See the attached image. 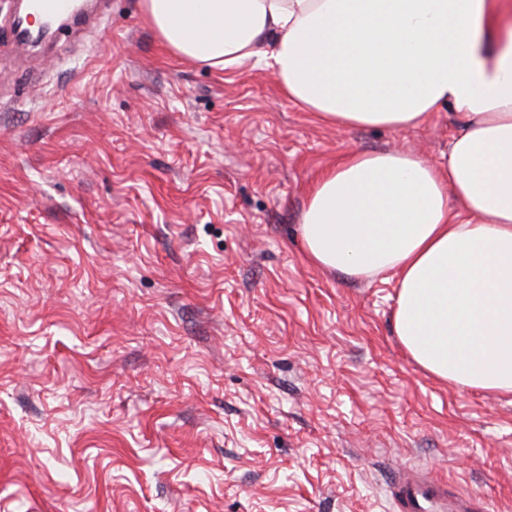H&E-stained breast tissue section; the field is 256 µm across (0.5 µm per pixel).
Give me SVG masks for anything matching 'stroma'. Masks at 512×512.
Listing matches in <instances>:
<instances>
[{
    "label": "stroma",
    "mask_w": 512,
    "mask_h": 512,
    "mask_svg": "<svg viewBox=\"0 0 512 512\" xmlns=\"http://www.w3.org/2000/svg\"><path fill=\"white\" fill-rule=\"evenodd\" d=\"M0 0V512H396L419 466L512 512V394L419 369L397 281L299 224L352 151L439 162L460 116L339 131L249 61L166 53L139 0L28 52Z\"/></svg>",
    "instance_id": "1"
}]
</instances>
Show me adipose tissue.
<instances>
[{"label": "adipose tissue", "mask_w": 512, "mask_h": 512, "mask_svg": "<svg viewBox=\"0 0 512 512\" xmlns=\"http://www.w3.org/2000/svg\"><path fill=\"white\" fill-rule=\"evenodd\" d=\"M140 5L167 52L224 69L256 61L323 124L399 131L462 116L441 163L393 149L325 169L300 239L322 269L396 278L393 330L424 372L512 392V0Z\"/></svg>", "instance_id": "obj_1"}]
</instances>
